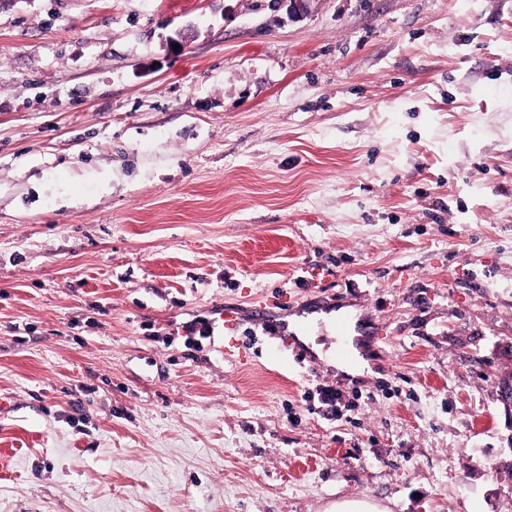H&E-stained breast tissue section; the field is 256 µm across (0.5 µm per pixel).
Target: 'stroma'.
I'll return each mask as SVG.
<instances>
[{
	"instance_id": "1",
	"label": "stroma",
	"mask_w": 512,
	"mask_h": 512,
	"mask_svg": "<svg viewBox=\"0 0 512 512\" xmlns=\"http://www.w3.org/2000/svg\"><path fill=\"white\" fill-rule=\"evenodd\" d=\"M0 396V512H512V0H0ZM331 328L336 339V363L355 366L357 359L354 356L350 338L352 336V324L347 316H336L331 322Z\"/></svg>"
}]
</instances>
